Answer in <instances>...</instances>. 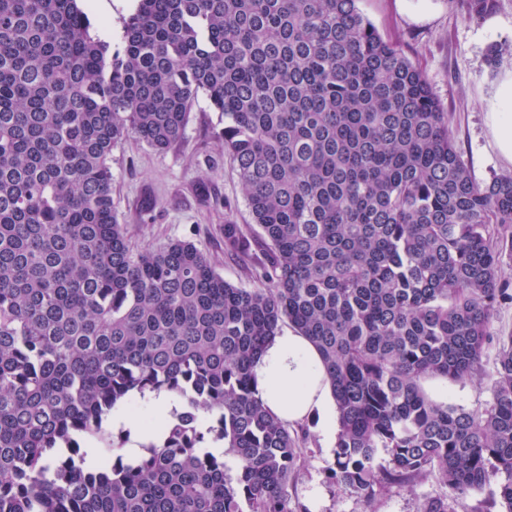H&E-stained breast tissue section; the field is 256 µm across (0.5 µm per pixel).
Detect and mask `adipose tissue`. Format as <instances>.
Returning a JSON list of instances; mask_svg holds the SVG:
<instances>
[{"label":"adipose tissue","mask_w":512,"mask_h":512,"mask_svg":"<svg viewBox=\"0 0 512 512\" xmlns=\"http://www.w3.org/2000/svg\"><path fill=\"white\" fill-rule=\"evenodd\" d=\"M253 377L262 401L279 419L293 423L315 416L324 438L335 437L332 388L321 356L306 336L293 328L281 329L256 360ZM180 410L179 397L167 391L146 393L135 408L116 406L112 411V429L130 434L124 455H138L141 444L156 440Z\"/></svg>","instance_id":"1"}]
</instances>
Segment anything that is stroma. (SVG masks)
Segmentation results:
<instances>
[{"label": "stroma", "instance_id": "1", "mask_svg": "<svg viewBox=\"0 0 512 512\" xmlns=\"http://www.w3.org/2000/svg\"><path fill=\"white\" fill-rule=\"evenodd\" d=\"M362 13L387 41L400 45L424 72L436 98L448 113V125L464 161L478 181L512 174V164L500 154L490 129L492 113L502 111L500 88L512 77V0H497L481 18H467L448 0H428L425 14L403 8L398 0H359ZM503 44L497 67H489L487 49ZM223 125L206 103L194 105L183 138L158 150L130 138L112 151V197L119 223L135 248L161 247L174 240L192 242L206 254L225 281L250 288L254 282L244 261L224 253V225L231 222L259 236L244 198L233 160L218 138ZM478 375L451 382L428 381L436 400L474 413L493 403L492 379L499 339L512 334V298L498 300L489 324ZM305 450L297 484L289 493L302 512H419L429 498L443 494L434 478L412 489L389 488L372 503L360 501L329 471L334 451L327 448L315 420L291 425Z\"/></svg>", "mask_w": 512, "mask_h": 512}]
</instances>
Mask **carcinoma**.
Masks as SVG:
<instances>
[{
  "label": "carcinoma",
  "instance_id": "1",
  "mask_svg": "<svg viewBox=\"0 0 512 512\" xmlns=\"http://www.w3.org/2000/svg\"><path fill=\"white\" fill-rule=\"evenodd\" d=\"M358 2L135 0L114 49L83 0H0V512H294L303 449L252 375L285 322L332 387L331 479L369 502L502 476L512 512V335L484 413L423 387L481 368L512 174L475 179L424 73ZM495 2L448 0L470 17ZM200 98L261 228L224 225V253L261 251L256 288L189 241L135 251L117 219L112 149L168 148ZM162 390L186 409L113 454L112 408Z\"/></svg>",
  "mask_w": 512,
  "mask_h": 512
}]
</instances>
